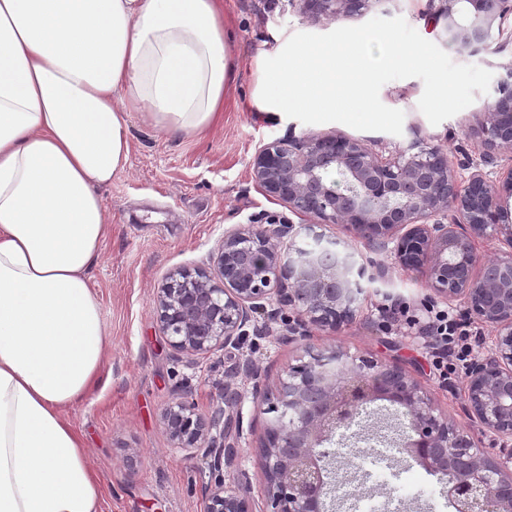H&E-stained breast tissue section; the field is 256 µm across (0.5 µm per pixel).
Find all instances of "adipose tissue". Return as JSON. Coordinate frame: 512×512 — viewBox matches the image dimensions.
I'll return each mask as SVG.
<instances>
[{"instance_id":"ef3b65f1","label":"adipose tissue","mask_w":512,"mask_h":512,"mask_svg":"<svg viewBox=\"0 0 512 512\" xmlns=\"http://www.w3.org/2000/svg\"><path fill=\"white\" fill-rule=\"evenodd\" d=\"M222 0H0V512H101L70 410L108 351L89 284L130 113L197 138L231 80Z\"/></svg>"}]
</instances>
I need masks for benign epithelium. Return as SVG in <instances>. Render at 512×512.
Returning <instances> with one entry per match:
<instances>
[{
  "label": "benign epithelium",
  "instance_id": "1",
  "mask_svg": "<svg viewBox=\"0 0 512 512\" xmlns=\"http://www.w3.org/2000/svg\"><path fill=\"white\" fill-rule=\"evenodd\" d=\"M304 12L333 19L357 14L372 0H301ZM449 39L460 50L478 52L496 23L512 11L509 0H441ZM480 162L460 185L446 155L436 149L385 156L355 139L304 136L274 140L253 159L256 185L270 199L318 224H339L347 236L374 251L391 250L398 265L423 273L434 293L465 315L494 329L488 353L466 369L463 400L468 413L494 434L495 447L478 448L436 412L422 388L395 364L356 366L313 358L289 370L278 403L289 422L267 432L262 457L267 477V512H327L332 492L329 457L323 448L366 404L387 401L405 409L410 434L399 443L404 458L442 479L455 512H512V169L493 179L498 150L512 146V84L481 113L475 131ZM453 222L448 224V215ZM291 226L240 225L224 233L214 263L218 281L202 271H177L157 293L160 328L180 353L203 355L238 348L265 329L253 314L277 320L285 307L300 313L286 324L288 335L308 325L335 330L356 310L360 280L374 278L338 242L296 248L285 257L282 238ZM505 247L479 263L476 242ZM164 421L177 447L203 448L215 482L205 491L204 512H253L249 500L224 483L233 473L238 448L228 442L232 423L224 410L203 416L180 401ZM224 425V431L212 430Z\"/></svg>",
  "mask_w": 512,
  "mask_h": 512
}]
</instances>
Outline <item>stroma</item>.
I'll return each instance as SVG.
<instances>
[{
  "label": "stroma",
  "mask_w": 512,
  "mask_h": 512,
  "mask_svg": "<svg viewBox=\"0 0 512 512\" xmlns=\"http://www.w3.org/2000/svg\"><path fill=\"white\" fill-rule=\"evenodd\" d=\"M439 6L440 0H374L359 16L315 19L301 13L299 0H224L233 74L219 121L202 138L189 139L154 131L140 113H131L129 161L100 191L112 233L89 273L101 302L110 354L95 394L71 412L100 476L102 512H203V490L213 479L204 452L176 449L162 412L184 396L206 416L223 408L224 370L231 355L221 350L196 356L177 353L160 329L156 292L176 269L212 271V256L225 231L266 223L272 215L291 222L288 237L296 245L312 244L317 233L339 238L358 262L373 263L383 274L362 280L356 315L348 325L336 330L314 326L307 337L291 340L277 322L264 337L245 342L242 353L252 360L258 376L256 381L238 384L240 424L231 439L239 450L235 483L254 512L264 508L266 474L260 450L273 420L262 396L276 394L289 369L311 353H339L358 364H398L431 396L441 414L468 432L479 447H492L493 434L471 420L465 409L464 379L438 380L431 371L427 341L381 326L377 306L382 296L412 305L437 303L424 276L401 269L393 253L376 252L363 242L346 239L340 225L313 224L311 217L267 199L252 179V160L259 146L310 134L350 137L393 152L413 144L436 148L447 155L458 179L466 180L465 161L478 158L481 151L472 134L479 114L512 75V14L502 32L492 33L485 48L469 57L459 54L449 40L446 20L437 13ZM376 16L403 17L455 63L490 70L488 92L435 126L418 108L424 90L420 79L389 82L380 99L405 114L398 136L336 122L269 119L259 111L254 98L258 70L291 35L324 34ZM382 422L391 425L396 435L408 432L403 409L377 402L344 440L332 441L337 468L358 475L357 481L343 484L344 496L337 499L335 512H348L355 500L377 512H454L436 476L422 470L414 479L404 480L406 462L397 447L375 439Z\"/></svg>",
  "instance_id": "stroma-1"
}]
</instances>
